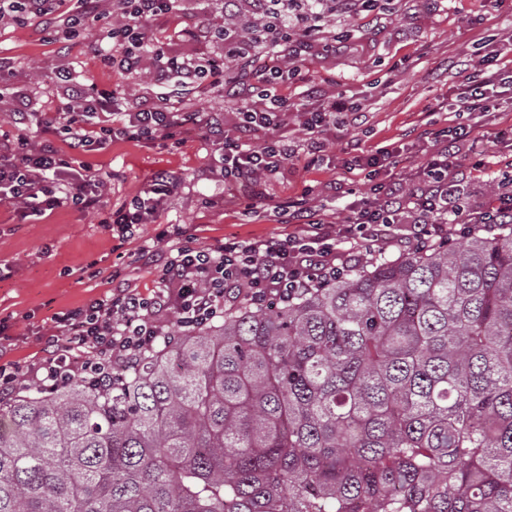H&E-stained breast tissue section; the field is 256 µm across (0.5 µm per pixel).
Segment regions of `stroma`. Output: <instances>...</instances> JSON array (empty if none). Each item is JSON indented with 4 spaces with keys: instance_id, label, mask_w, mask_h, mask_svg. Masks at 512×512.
Returning <instances> with one entry per match:
<instances>
[{
    "instance_id": "obj_1",
    "label": "stroma",
    "mask_w": 512,
    "mask_h": 512,
    "mask_svg": "<svg viewBox=\"0 0 512 512\" xmlns=\"http://www.w3.org/2000/svg\"><path fill=\"white\" fill-rule=\"evenodd\" d=\"M252 21L249 13L225 12L221 0H182L175 16L155 20L151 29L166 56L203 52L222 58L224 43L216 32L240 30ZM114 22L111 15L88 21L77 38L65 41L32 19L1 21L0 58L11 70L0 89L11 100L0 103V135L22 137L34 146L50 139L66 149L64 134L12 118L19 97L35 91L47 96L51 110L70 107L56 78L61 68L73 69L78 87L89 95L112 90L135 107L164 102L173 84L154 81L153 57H145L137 75L102 62ZM322 23L323 32L293 61L297 76L282 93L310 108L334 97L349 103L350 112L337 115L325 134L327 163L309 169L288 163L269 177L264 197L253 199L244 182L223 180L221 147L203 131L177 130L153 141L117 134L78 158L105 185L96 213L84 215L65 205L23 218L14 206L0 204V361L25 364L42 357L46 338L59 332L55 314L109 297L113 275L128 288L151 293L156 280L138 261L142 247L166 250L188 239L207 247L294 235L300 227L292 223L287 205L302 198L316 218L346 223L351 203L369 196L371 187L363 175L344 168L349 142L358 141L367 153L400 149L396 171L380 172L378 181L408 174L424 163L426 150L442 145L445 131L470 120L448 109L464 80L459 64L475 69L485 55L512 40V16L492 11L486 0H397L375 22L336 6L324 12ZM489 69L503 79L505 91L498 111L480 119L482 133L492 136L512 127V59L499 58ZM183 101L204 114H222L227 134L236 135V105L222 90L193 88ZM354 111L362 113V125H351ZM462 153L474 167L464 191L478 210L496 189L497 171L512 165V140H499L491 155L478 145L463 146ZM162 170L175 176L179 187L156 223L124 238L105 232L101 220L141 195Z\"/></svg>"
}]
</instances>
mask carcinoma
I'll return each mask as SVG.
<instances>
[{
  "mask_svg": "<svg viewBox=\"0 0 512 512\" xmlns=\"http://www.w3.org/2000/svg\"><path fill=\"white\" fill-rule=\"evenodd\" d=\"M0 512H512V227L0 403Z\"/></svg>",
  "mask_w": 512,
  "mask_h": 512,
  "instance_id": "carcinoma-1",
  "label": "carcinoma"
}]
</instances>
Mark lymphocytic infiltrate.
<instances>
[{
	"label": "lymphocytic infiltrate",
	"instance_id": "1",
	"mask_svg": "<svg viewBox=\"0 0 512 512\" xmlns=\"http://www.w3.org/2000/svg\"><path fill=\"white\" fill-rule=\"evenodd\" d=\"M0 0V20L16 13L37 19L44 28L63 22L80 23L99 17L103 0ZM301 0H288L280 8L277 0H231L230 10H246L260 16L268 25L266 40L284 47L289 56L299 57L320 31V15L305 19ZM175 0H112V11L124 25L112 29L113 50L104 54V63L127 73L143 67V46L150 39V24L158 17L173 14ZM180 79L200 81L221 88L226 98L238 102L240 137L225 138L221 175L227 180L259 177L276 173L294 152L288 144L285 117L297 111L308 134L304 159L315 165L325 154L323 135L336 121L337 113L347 111L340 98L323 102L313 111L299 109L295 102L278 94L277 87L287 82L289 73L280 64L267 65L258 78L234 79L224 75V66L206 55L176 56L157 66V79L169 73ZM494 76L481 70L468 75L453 99L454 112H486L497 92ZM69 111L56 113L54 120L66 134L72 150L63 156L52 141L32 147L24 140H0V200L22 204L24 211L43 212L64 204L81 213L97 211L102 196L100 179L75 172L73 155L106 143L112 134L108 125L89 133V122L100 114L118 116L127 139L138 141L171 135L173 129L201 124L199 112L180 106L122 107L114 93L94 97L73 89ZM264 134L261 146L248 143L247 133ZM451 144L435 148L425 165L410 174L407 181L392 180L375 184L380 170L395 169L397 150L382 148L372 154H354L348 171H361L372 180L371 201L354 208L343 228L312 220L308 210H297V223L306 225L305 234L273 237L246 242H226L215 247H199L187 242L157 255L146 251L142 261L154 266L158 285L149 294L120 289L109 298L98 299L86 307L59 317L61 336L47 340L49 350L42 359L25 368L0 365V401L11 399L20 387L51 391L58 386L85 382L106 390L112 385L115 370L127 368L157 342L167 338L162 318L176 316L180 326L202 327L223 319L227 303L245 299L263 308L270 300L288 301L307 289L330 282L353 265L380 251L389 241L388 232L403 220H412L416 241L428 244L445 239L450 225L480 224L492 230L499 218L512 214V173L500 172L497 189L484 211L468 210L460 191L470 171L464 167L453 145L476 141V126L450 129ZM178 187L176 179L159 175L143 196L113 210L103 219L105 230L127 234L141 224L155 223L163 201ZM355 249L353 259H341L339 241Z\"/></svg>",
	"mask_w": 512,
	"mask_h": 512
}]
</instances>
